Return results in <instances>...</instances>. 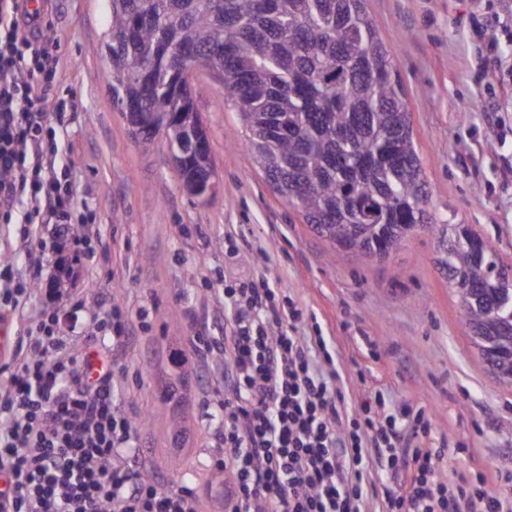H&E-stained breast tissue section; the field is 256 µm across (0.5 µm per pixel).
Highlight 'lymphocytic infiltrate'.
<instances>
[{"label":"lymphocytic infiltrate","instance_id":"1","mask_svg":"<svg viewBox=\"0 0 512 512\" xmlns=\"http://www.w3.org/2000/svg\"><path fill=\"white\" fill-rule=\"evenodd\" d=\"M0 0V223L29 275L0 263V315L19 336L0 363V512H200L194 487L160 485L138 457L139 415L123 404L124 354L133 320L119 302L97 303L85 348L59 317L63 281H75L65 241L76 209L57 140L65 103L52 87L59 42L44 30L52 0ZM51 225L44 235L43 225ZM54 267H47V257ZM46 282L49 305L33 286ZM224 333L187 311L191 358L219 356L212 466L224 476V512H512L484 477L448 481L445 449L428 447L432 419L390 411L377 394L344 408V382L325 337L300 333L303 313L280 300L267 274L211 289Z\"/></svg>","mask_w":512,"mask_h":512}]
</instances>
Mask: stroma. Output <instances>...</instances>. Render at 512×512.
I'll list each match as a JSON object with an SVG mask.
<instances>
[{"label": "stroma", "instance_id": "35a3bbf8", "mask_svg": "<svg viewBox=\"0 0 512 512\" xmlns=\"http://www.w3.org/2000/svg\"><path fill=\"white\" fill-rule=\"evenodd\" d=\"M367 8L406 93L430 211L438 222L468 225L512 265V82L474 66L470 39L481 23L500 56L512 59V35L498 21L512 13V0H367ZM109 20V0H54L44 18L61 43L54 92L69 103L57 136L86 217L76 228L83 276L70 296L149 309L148 328L127 354L142 378L124 396L148 420L142 464L160 483L197 487L204 512H224L208 406L223 364L172 356L187 335V310L208 305L212 335L224 333V309L207 303L203 278L242 277L260 264L304 312L306 334L331 337L347 373L348 406L381 392L425 408L436 424L433 447L448 451V477L512 468V385L470 344L437 262V231L415 232L383 261L333 248L271 191L237 112L204 72L193 96L209 131L216 187L203 201L188 195L168 150L143 151L112 107L100 77ZM231 245L239 252L232 260ZM176 416L178 435L170 430Z\"/></svg>", "mask_w": 512, "mask_h": 512}]
</instances>
